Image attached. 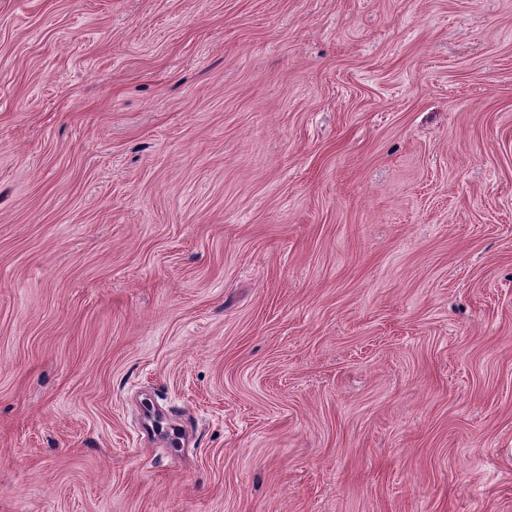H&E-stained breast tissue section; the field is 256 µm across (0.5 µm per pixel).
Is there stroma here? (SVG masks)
Returning a JSON list of instances; mask_svg holds the SVG:
<instances>
[{"label":"stroma","mask_w":512,"mask_h":512,"mask_svg":"<svg viewBox=\"0 0 512 512\" xmlns=\"http://www.w3.org/2000/svg\"><path fill=\"white\" fill-rule=\"evenodd\" d=\"M0 512H512V0H0Z\"/></svg>","instance_id":"stroma-1"}]
</instances>
